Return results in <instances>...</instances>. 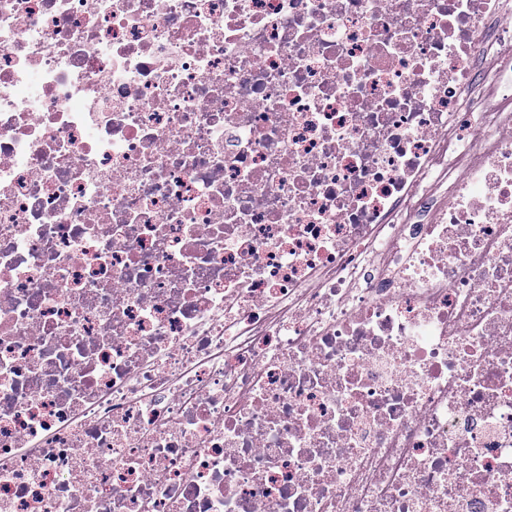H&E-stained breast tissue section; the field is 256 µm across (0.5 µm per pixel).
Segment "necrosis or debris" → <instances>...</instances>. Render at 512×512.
Returning <instances> with one entry per match:
<instances>
[{
  "label": "necrosis or debris",
  "mask_w": 512,
  "mask_h": 512,
  "mask_svg": "<svg viewBox=\"0 0 512 512\" xmlns=\"http://www.w3.org/2000/svg\"><path fill=\"white\" fill-rule=\"evenodd\" d=\"M511 14L0 0V512H512Z\"/></svg>",
  "instance_id": "necrosis-or-debris-1"
}]
</instances>
